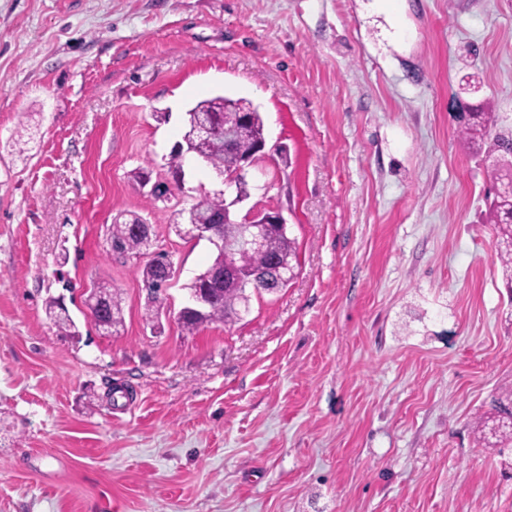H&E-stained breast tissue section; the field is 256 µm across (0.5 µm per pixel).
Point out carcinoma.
Returning a JSON list of instances; mask_svg holds the SVG:
<instances>
[{"label": "carcinoma", "mask_w": 512, "mask_h": 512, "mask_svg": "<svg viewBox=\"0 0 512 512\" xmlns=\"http://www.w3.org/2000/svg\"><path fill=\"white\" fill-rule=\"evenodd\" d=\"M459 136L472 147L486 149L489 153L512 154V139L493 133L498 117L494 112H473L458 115ZM206 123L208 131L203 136L193 135L196 122ZM183 137L188 139L186 146L193 149L194 155L203 159L214 172L232 169L242 157L254 158L259 145L265 140L264 121L258 109L241 99H231L217 95L201 100L187 112V122ZM224 211V197L204 195L189 209L173 212V225L202 224L212 216ZM492 222L500 237V259L505 272L512 273V180L497 187L489 204ZM141 221L135 217L128 221H115L112 224L111 250L121 257H136L141 253V240L134 232V226ZM224 254H215L212 264L225 262L230 273L224 279L207 280V271L198 274L186 289H201L207 296L208 305L200 311L195 307L184 306L177 318L180 327L192 333L207 323L234 321L237 310L248 300L250 286L242 275L267 271L270 284L262 287L272 292L286 287L280 273L286 269H296V241L277 224H269L264 231V245L260 250H242L238 246L242 234L239 223L231 219L224 223ZM169 261L163 254L147 261L139 271L143 288L147 291L145 318L153 320L163 304L162 280ZM97 296L103 305L104 320L109 330H116L123 324V298L121 293L104 284L96 285ZM46 310L53 317L60 333L72 338L79 337V331L70 316L64 314L54 298L46 301ZM496 411L495 425L491 434L496 441L505 443L512 439V389L503 391L494 400Z\"/></svg>", "instance_id": "carcinoma-1"}]
</instances>
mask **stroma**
Listing matches in <instances>:
<instances>
[{
	"label": "stroma",
	"mask_w": 512,
	"mask_h": 512,
	"mask_svg": "<svg viewBox=\"0 0 512 512\" xmlns=\"http://www.w3.org/2000/svg\"><path fill=\"white\" fill-rule=\"evenodd\" d=\"M216 93L263 115L247 204L298 274L187 334L212 249L171 213L220 180L199 163L158 209L130 173L166 178ZM463 107L512 135V0H0V512H512L480 424L512 388L502 170ZM134 214L178 272L157 328L107 243ZM95 282L117 333L81 311ZM458 119L459 136L473 148L480 151L486 148L488 153L512 154V139L504 135H493L498 120L496 112H473L469 118L465 112H460ZM489 211L500 237V259L506 274L511 272L512 283V177L510 181L501 182L497 187L490 201ZM97 296L103 305L104 320L110 331L117 330L123 324V298L121 293L104 284L94 286ZM46 310H48L49 315L53 317L56 326L63 336H70L73 339L79 338L80 334L75 322L71 319L69 314L66 315L62 312L55 298H50L46 301Z\"/></svg>",
	"instance_id": "35a3bbf8"
}]
</instances>
